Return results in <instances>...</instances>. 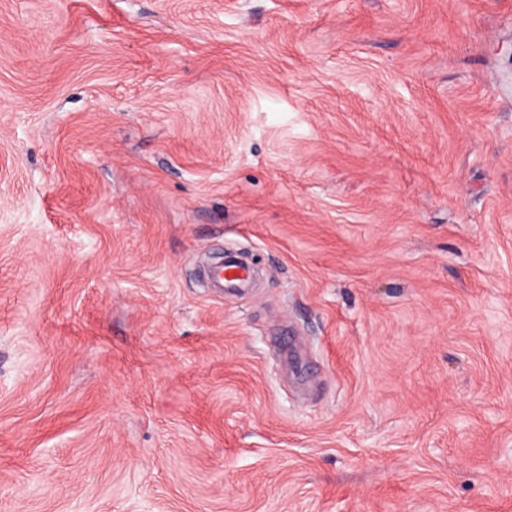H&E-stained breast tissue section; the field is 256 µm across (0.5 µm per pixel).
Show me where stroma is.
<instances>
[{
	"label": "stroma",
	"mask_w": 512,
	"mask_h": 512,
	"mask_svg": "<svg viewBox=\"0 0 512 512\" xmlns=\"http://www.w3.org/2000/svg\"><path fill=\"white\" fill-rule=\"evenodd\" d=\"M0 512H512V0H0ZM215 276L219 281L220 288H225V290L228 291L246 288L248 285L249 272L242 259L228 255L224 259L223 270H216Z\"/></svg>",
	"instance_id": "stroma-1"
}]
</instances>
